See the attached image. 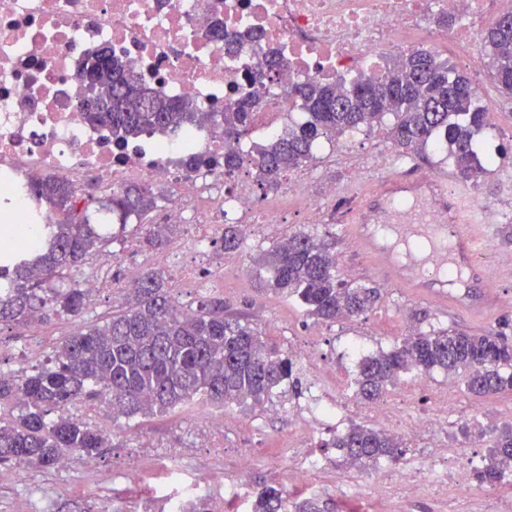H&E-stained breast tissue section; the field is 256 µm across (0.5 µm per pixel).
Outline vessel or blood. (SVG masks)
Returning <instances> with one entry per match:
<instances>
[{
  "label": "vessel or blood",
  "instance_id": "1",
  "mask_svg": "<svg viewBox=\"0 0 512 512\" xmlns=\"http://www.w3.org/2000/svg\"><path fill=\"white\" fill-rule=\"evenodd\" d=\"M487 222L453 176L388 172L350 217V238L386 283L409 296L480 320L501 295L479 263Z\"/></svg>",
  "mask_w": 512,
  "mask_h": 512
}]
</instances>
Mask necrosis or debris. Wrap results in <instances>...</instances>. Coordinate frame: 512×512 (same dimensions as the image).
Segmentation results:
<instances>
[{
    "label": "necrosis or debris",
    "mask_w": 512,
    "mask_h": 512,
    "mask_svg": "<svg viewBox=\"0 0 512 512\" xmlns=\"http://www.w3.org/2000/svg\"><path fill=\"white\" fill-rule=\"evenodd\" d=\"M501 0H0V222L30 231L54 223L28 188L38 176L71 184L92 177L121 190L167 179L174 209L192 207L197 222L179 246L205 254L228 224H273L278 202L255 205V182L225 175V104L259 99L252 129L278 134L296 111V84L367 74L384 78L383 62L414 51L453 48L471 58L479 34L500 14ZM451 16V27L438 24ZM224 29L223 43L211 38ZM111 50L131 61L159 96L188 101L204 122L186 133L155 131L116 143L109 128L87 122V90L77 60ZM280 65L263 71L266 59ZM207 160L185 166L191 155ZM308 428L339 427L353 416L390 425V410L342 393L295 410ZM440 499L459 491L465 468L427 469L425 459L383 471L374 494L383 512L420 478Z\"/></svg>",
    "instance_id": "necrosis-or-debris-1"
}]
</instances>
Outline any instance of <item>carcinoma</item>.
I'll return each mask as SVG.
<instances>
[{"mask_svg":"<svg viewBox=\"0 0 512 512\" xmlns=\"http://www.w3.org/2000/svg\"><path fill=\"white\" fill-rule=\"evenodd\" d=\"M498 90L512 97V13L502 15L479 38ZM387 76L358 77L349 82L316 80L294 86L300 121L288 125L265 145L247 154L224 152V173L244 164L254 168L263 189L277 188L284 176L314 160V148L335 144L343 135L374 126L387 127L402 155L445 153L442 161L465 180L478 181L497 157L483 155L480 135L489 125L488 111L468 77L448 60L427 51L387 62ZM77 75L96 89L82 106L93 124L111 128L125 141L148 129L175 132L195 120L179 99H162L143 84L133 66L101 49L76 63ZM259 100L242 99L222 112L224 140L241 142L249 131V114ZM30 191L64 211L67 221L47 225L41 243L22 258L0 266V322L20 330L62 314L79 318L86 293L75 275L90 251L124 236L136 223L144 246L161 250L176 231L174 224H146L158 208L147 185H129L99 199L84 195L68 182L47 177ZM245 232L240 224L224 225L215 243L226 252L239 250ZM269 286L297 298L307 315L335 321L360 317L380 298L378 289L344 280L329 243L306 232L273 243L257 259ZM134 294L101 326L67 337L48 363L21 375H0V402L17 400L21 414L0 421V468L56 469L63 458L98 456L109 440L88 422L67 413L76 405L106 402L126 417L168 413L197 400L210 405L271 400L287 383L300 392L293 363L278 346L239 316L224 313V298L208 296L185 314L172 301L159 271L145 273ZM509 324L482 334L430 325L404 337L393 348L362 359L357 395L379 399L405 372L459 374L479 398L512 392V333ZM487 437L488 455L474 470L480 484L495 486L505 477L503 463L512 460V425ZM353 466H374L402 456L400 444L385 431L353 425L327 444ZM288 487L266 486L250 512H288Z\"/></svg>","mask_w":512,"mask_h":512,"instance_id":"obj_1","label":"carcinoma"}]
</instances>
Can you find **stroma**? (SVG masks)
<instances>
[{"label": "stroma", "mask_w": 512, "mask_h": 512, "mask_svg": "<svg viewBox=\"0 0 512 512\" xmlns=\"http://www.w3.org/2000/svg\"><path fill=\"white\" fill-rule=\"evenodd\" d=\"M381 157L385 158L390 170L417 168L433 171L437 168L434 156L399 155L386 130L381 128L374 127L340 140L335 148L320 150L306 173L310 195L321 208L319 223H308L303 210L291 203L283 207L280 223L253 225L249 239L240 250V268L225 270L224 282L220 285L214 283L207 288L181 285L177 282V269L166 268L165 276L173 300L188 306L210 294L223 295L229 312L245 317L283 353H290L297 342L313 340L319 361L335 372L341 384L353 382L361 357L390 348L408 335L418 324L417 313H426L432 325L457 327L472 333L491 331L500 321H512V164L493 168L479 182L464 184L469 196L493 215V222L486 229L489 241L487 262L504 298L501 307L476 322L411 298L389 284L379 283L366 263L353 253L346 236L345 213L336 208L333 200L324 197L323 190L329 185L354 195L368 190L372 186L371 180H355L354 173L370 170L373 162ZM300 231L334 244L338 269L343 277L360 283L379 284L381 298L371 311L358 318L321 322L307 316L295 300L269 288L266 275L256 264L260 251L285 235ZM143 253L139 234L131 228L121 243L90 254L85 269L98 264L110 267L121 261L125 264L123 277L107 281L95 301L87 303L82 318L76 320L64 315L48 322L47 338L35 351H27L26 336L19 329L0 324V371L15 373L32 366L33 362H46L65 338L79 327L103 323L113 310L124 304L126 284L138 280L149 270V263L142 259ZM444 397L449 399L451 407L447 420L439 422L435 432L434 445L442 450L437 464H447L451 459L458 462L481 460L483 449L471 447L469 437L461 433L459 425L473 418L487 429L511 424L512 393L480 400L469 393L456 376L437 372L424 378L412 373L401 377L389 388L382 401L395 405L397 413L407 417L427 412ZM309 398V392L297 395L285 385L277 390L270 402L262 405L226 406L225 455L223 460L211 465L213 483L223 480L235 456L246 453L255 460L252 489L260 491L277 482L279 466L287 461L290 450L297 448L323 464L322 472L313 475L303 486L304 496L319 499L325 504L326 512H346L347 502L337 497L331 487L349 483L356 487L358 506L366 508L367 512H375L378 503L372 498V485L378 474L377 468L357 467L341 461L338 450L326 445L333 435L332 430L325 429L312 436L299 434L298 423L287 410L304 404ZM210 413V408L191 404L163 416L116 419L109 409H102L95 425L111 439L112 445L98 456L97 464L101 472L110 475V483H98L95 475L76 469L46 472L32 467L15 483L0 485V512H15L20 504L26 505L29 512H100L102 502L108 498L125 502L128 512H140L145 501L150 502L153 512H167L170 498L181 495L188 485L198 481L194 463L178 462L181 479L164 491L155 492L143 487L133 496L122 479L121 465L125 455L143 437L152 438L164 447L175 445L195 449L197 431ZM455 507L457 512H512V475H506L503 483L496 486L479 487L475 482H468Z\"/></svg>", "instance_id": "1"}]
</instances>
